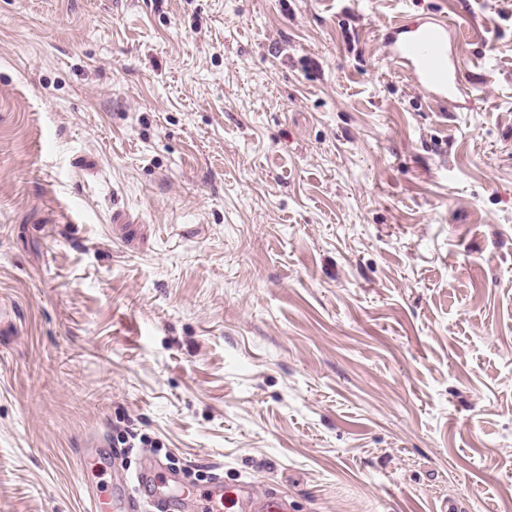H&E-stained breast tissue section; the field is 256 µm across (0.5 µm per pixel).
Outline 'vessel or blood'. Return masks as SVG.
Segmentation results:
<instances>
[{"label": "vessel or blood", "mask_w": 512, "mask_h": 512, "mask_svg": "<svg viewBox=\"0 0 512 512\" xmlns=\"http://www.w3.org/2000/svg\"><path fill=\"white\" fill-rule=\"evenodd\" d=\"M460 36L447 18L418 19L386 27L381 34L385 59L433 101L459 107L468 95L462 66L453 56ZM239 494L225 491L221 477H213L205 492L186 483L180 471L159 461L144 463L135 473L116 476L109 488L93 494L91 512H175L183 504L198 512H223L225 505L241 504Z\"/></svg>", "instance_id": "vessel-or-blood-1"}]
</instances>
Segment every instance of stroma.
Here are the masks:
<instances>
[{
	"mask_svg": "<svg viewBox=\"0 0 512 512\" xmlns=\"http://www.w3.org/2000/svg\"><path fill=\"white\" fill-rule=\"evenodd\" d=\"M423 15L463 109L383 55ZM149 459L512 512V0H0V512Z\"/></svg>",
	"mask_w": 512,
	"mask_h": 512,
	"instance_id": "35a3bbf8",
	"label": "stroma"
}]
</instances>
